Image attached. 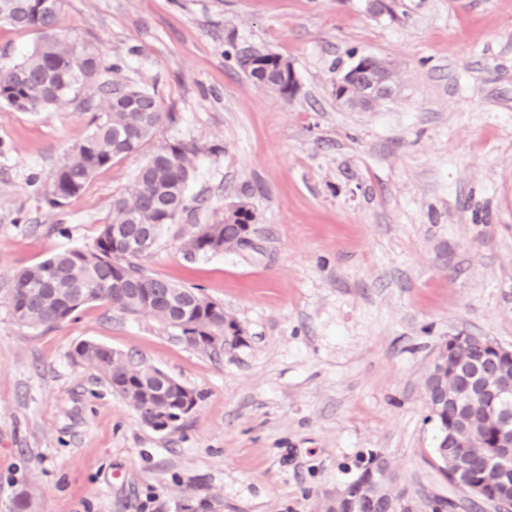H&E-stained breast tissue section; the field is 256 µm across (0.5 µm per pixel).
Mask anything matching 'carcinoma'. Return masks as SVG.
Listing matches in <instances>:
<instances>
[{"instance_id": "cac0c4a2", "label": "carcinoma", "mask_w": 512, "mask_h": 512, "mask_svg": "<svg viewBox=\"0 0 512 512\" xmlns=\"http://www.w3.org/2000/svg\"><path fill=\"white\" fill-rule=\"evenodd\" d=\"M65 0H0V22L39 34L34 49L21 62L0 69V102L17 112H48L76 100L84 83L100 80L108 70L102 53L84 49L74 55L73 46L64 36L61 16ZM278 55L255 53L235 47L224 51V59L255 84L283 94L275 72L261 68ZM99 122L83 141L61 160L43 194L52 206H61L79 195L92 175L114 160L142 151L159 132L171 113L161 111L155 92L122 82L100 80ZM198 148L184 142L164 143L149 154L133 183L112 199V205L99 235L90 245L56 252L43 261L20 270L11 287L0 296L13 319L24 326L52 328L71 317L85 305L98 302L128 316L148 314L192 347L210 351L207 337L234 327L235 320L224 307L201 293L179 287L152 274L141 262L143 254L129 250L127 237L120 229L133 230L143 224L159 238L162 229L189 212L186 187L195 167ZM251 221L250 211L236 212L215 224H197L183 243L184 254L192 259L224 247V236L234 237L239 225ZM127 270V282L116 286L112 265ZM74 357L96 368L103 379L135 411L147 420L154 409L168 407L172 428L184 420L181 412L183 391L170 390L166 397L149 395L145 377L155 369L134 362L129 356L108 346L83 341L74 348ZM482 353L478 344L460 348L456 356L444 361L448 390L456 392L459 384L456 366L478 364ZM499 417L491 405H475L467 424L456 428L455 451L463 469L459 480L477 484L490 493L512 494V486L501 482V470L512 469V458H504L494 447L493 438ZM354 501L362 507L379 493H390L394 475L389 463L377 464L374 452L357 465Z\"/></svg>"}]
</instances>
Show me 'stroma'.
<instances>
[{
    "label": "stroma",
    "mask_w": 512,
    "mask_h": 512,
    "mask_svg": "<svg viewBox=\"0 0 512 512\" xmlns=\"http://www.w3.org/2000/svg\"><path fill=\"white\" fill-rule=\"evenodd\" d=\"M66 0L62 26L173 115L195 144L194 207L145 260L242 329L215 353L149 315L98 303L49 330L0 306V512L14 483L35 512H319L382 452L425 502L460 491L434 455L424 382L438 343L512 346V0ZM290 61L293 99L226 66L228 45ZM395 67L373 109L333 94L351 49ZM51 112L0 103V294L14 275L97 237L144 155L50 206L43 181L92 131L96 86ZM252 247L186 258L193 225L239 205ZM94 341L200 393L157 431L73 357Z\"/></svg>",
    "instance_id": "35a3bbf8"
}]
</instances>
